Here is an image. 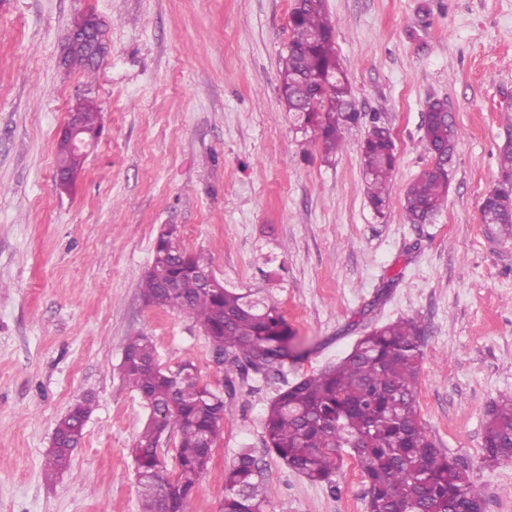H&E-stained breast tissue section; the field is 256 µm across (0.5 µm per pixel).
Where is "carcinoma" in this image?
I'll use <instances>...</instances> for the list:
<instances>
[{
  "label": "carcinoma",
  "mask_w": 512,
  "mask_h": 512,
  "mask_svg": "<svg viewBox=\"0 0 512 512\" xmlns=\"http://www.w3.org/2000/svg\"><path fill=\"white\" fill-rule=\"evenodd\" d=\"M290 29L280 69L283 102L295 114L299 129L318 128L325 151H339L340 129L358 124L361 112L336 54L335 26L325 0H296ZM63 52L65 67L94 77L98 66L86 49L66 45ZM316 78L317 103L303 109L298 88ZM77 111L82 137L97 138L100 112L90 103L77 106ZM458 136L446 103L429 102L420 143L433 165L405 192L407 223L425 224L443 206L450 184L448 163ZM360 156L366 195L380 214L396 168L390 129L373 122ZM82 161L83 156L68 145L56 144V176L67 178L60 187L70 185ZM499 172L498 184L484 196L480 210L483 223L512 239L511 139L500 151ZM209 269L211 260L204 254L183 250L176 259L168 243L159 240L143 275L142 296L206 329L215 353L241 372L266 376L294 358V333L278 308L249 293L204 287L196 272ZM169 283L175 284V291L166 288ZM423 336L421 321L415 318L376 327L340 362L279 390L264 418L268 451L309 481L334 489L343 451L350 449L369 483L368 512H483L481 488L419 420L416 397ZM120 370L150 411L132 448L139 512H193L195 487L213 457L204 440L224 414V398L202 384L191 363L174 370L161 368L151 339L141 334L128 338ZM89 413L91 399L82 396L56 425L58 443L48 454V475L68 469L72 450L83 438L82 419ZM169 429L179 436L171 469L157 448ZM480 458L487 467L512 460V395L501 397L488 410ZM269 494L251 449H240L224 470L222 512H264Z\"/></svg>",
  "instance_id": "carcinoma-1"
}]
</instances>
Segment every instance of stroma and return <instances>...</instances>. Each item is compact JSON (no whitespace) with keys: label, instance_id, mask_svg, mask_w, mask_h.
Returning a JSON list of instances; mask_svg holds the SVG:
<instances>
[{"label":"stroma","instance_id":"obj_1","mask_svg":"<svg viewBox=\"0 0 512 512\" xmlns=\"http://www.w3.org/2000/svg\"><path fill=\"white\" fill-rule=\"evenodd\" d=\"M293 0H0V512H139L131 450L148 411L126 389L127 337L162 367L193 363L224 394V420L194 512H218L224 469L252 448L266 512H367L352 458L337 491L267 452L263 420L285 384L338 362L401 317L426 327L418 413L481 487L512 512V462L479 459L486 415L512 392V240L483 223L512 106V0H326L336 52L363 117L325 153L281 104ZM110 42L95 79L58 67L86 16ZM460 136L448 198L407 223V187L432 159L419 144L429 100ZM94 101L101 131L69 190L55 182L68 113ZM397 156L376 215L360 145L373 118ZM212 259L225 286L275 305L303 356L265 378L213 364L201 328L145 302L140 281L163 225ZM93 410L71 466L45 481L58 420Z\"/></svg>","mask_w":512,"mask_h":512}]
</instances>
